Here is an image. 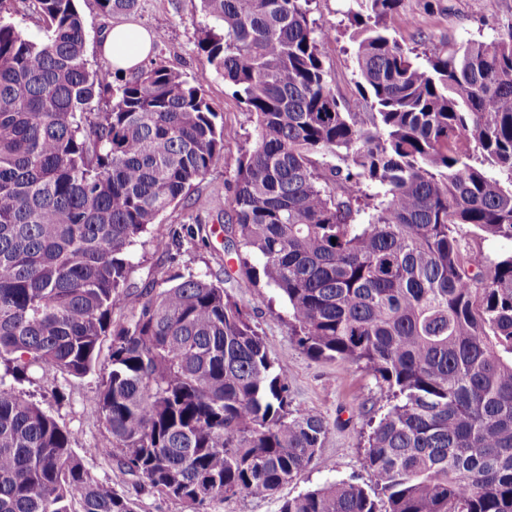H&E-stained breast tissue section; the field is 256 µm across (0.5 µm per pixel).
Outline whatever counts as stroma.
I'll return each instance as SVG.
<instances>
[{
	"label": "stroma",
	"mask_w": 512,
	"mask_h": 512,
	"mask_svg": "<svg viewBox=\"0 0 512 512\" xmlns=\"http://www.w3.org/2000/svg\"><path fill=\"white\" fill-rule=\"evenodd\" d=\"M77 6L89 34L87 57L91 66L107 65L99 43L112 26L113 17L102 14L95 0H78ZM349 6V0H311L310 18L334 33L323 46V64L334 93L349 111L362 112L366 103L358 86L359 71L347 18ZM130 20L148 30L164 32L165 39L156 53L168 67L189 78L198 73L202 63L198 41L204 24L200 0H138ZM388 25L393 36L417 54L443 53L469 41H492L511 29L512 0H402L400 16L390 19ZM204 90L212 109L223 114L225 124L234 127L238 137L225 146L223 159L203 180L194 183L186 199L162 214L156 230L181 226L197 215L206 224L204 231L184 240L174 257L156 248L155 232L143 234L131 247L128 305L137 307L146 284L176 273H205L213 280L231 277L234 298L263 336L271 358L288 376L291 410L314 411L328 425L318 460L293 481L266 497L241 495L210 502L205 512H280L285 499L331 481L352 480L373 488L375 477L365 461L366 422L386 413L389 404L385 390L356 365L318 359L300 348L288 328L285 300L276 290L240 270L224 233V214L230 209L224 184L233 180L242 150L252 144L254 124L245 104L223 77L211 76ZM108 370V357L103 354L84 377L37 370L17 388L71 433L74 448H100L107 445L109 435L94 397ZM326 460L331 462V470L323 469ZM84 463L95 478L135 500L138 512H185L181 504L151 493L141 480L124 473L117 459L88 456Z\"/></svg>",
	"instance_id": "35a3bbf8"
}]
</instances>
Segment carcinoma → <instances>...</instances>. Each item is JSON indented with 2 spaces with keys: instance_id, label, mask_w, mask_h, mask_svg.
<instances>
[{
  "instance_id": "carcinoma-1",
  "label": "carcinoma",
  "mask_w": 512,
  "mask_h": 512,
  "mask_svg": "<svg viewBox=\"0 0 512 512\" xmlns=\"http://www.w3.org/2000/svg\"><path fill=\"white\" fill-rule=\"evenodd\" d=\"M95 2L127 16L138 0ZM351 2L368 112L336 98L310 0H201L202 72L234 87L256 129L224 184V232L286 299L297 343L359 365L391 399L366 457L384 505L335 481L280 512H512V248L491 258L462 234L512 244V28L421 60L387 26L402 0ZM37 3L34 39L0 0V359L16 382L34 368L83 377L110 338L95 405L111 440L87 454L191 512L270 495L328 428L289 411L288 376L244 308L178 274L114 319L128 249L238 131L202 79L161 60L113 83L120 71L89 66L75 0ZM0 512L136 509L0 376Z\"/></svg>"
}]
</instances>
